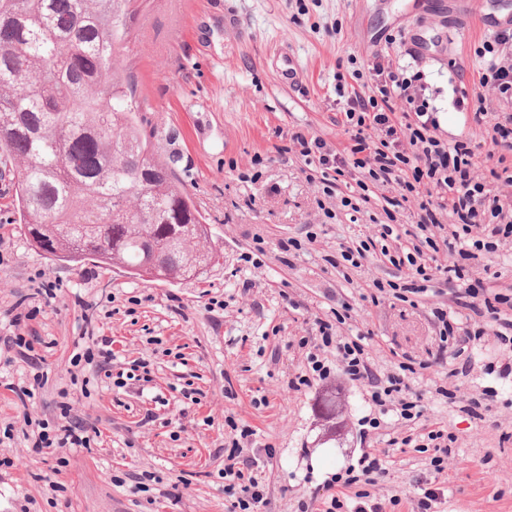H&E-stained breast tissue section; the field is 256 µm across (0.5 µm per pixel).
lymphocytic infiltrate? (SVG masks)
<instances>
[{"label":"lymphocytic infiltrate","mask_w":512,"mask_h":512,"mask_svg":"<svg viewBox=\"0 0 512 512\" xmlns=\"http://www.w3.org/2000/svg\"><path fill=\"white\" fill-rule=\"evenodd\" d=\"M512 47V28H501L493 39L484 41L476 54L480 59L479 84L491 89L499 100L512 102V65L502 63L505 49ZM369 95L354 94L346 99L344 117L351 130L346 152H338L325 140L300 132L290 140L305 165L320 170L327 193L338 192L343 179L359 172L356 193L342 197L343 206L360 211L371 200L372 186H397L401 200L418 201L416 227L421 234L431 233L444 222L455 224L463 235L472 236L471 247L458 250L459 263L433 268L430 257L420 247H381L383 258L406 275L399 281H374L378 293H392L399 300L423 293L424 283L441 279L451 284L465 277V261L476 252H495L500 242L512 240V113H502L493 124H486L484 106H476L473 121L487 129L484 144L458 141L448 145L436 138L432 120L414 78L392 66L373 62ZM405 98L409 109L394 111V98ZM489 161L491 182L478 179L480 161ZM458 307L473 311L512 333V296L486 288L482 280L467 285L456 297ZM322 346H335L344 375L367 383L376 406L395 404L401 418H417L416 402L406 400L409 386L404 375L377 379L371 370L360 339L338 335L327 320H318ZM91 436L88 427L62 404L55 423H38L32 449L42 453L49 448H86ZM224 492L234 497L240 512H258L266 502L265 485L257 463L251 457L232 454L224 467Z\"/></svg>","instance_id":"f902f5d3"}]
</instances>
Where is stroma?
<instances>
[{
	"mask_svg": "<svg viewBox=\"0 0 512 512\" xmlns=\"http://www.w3.org/2000/svg\"><path fill=\"white\" fill-rule=\"evenodd\" d=\"M134 9L123 62L143 124L159 155H180L178 175L221 258L178 283L53 261L20 223L16 168L0 156V336H25L41 360L34 370L0 350V431L12 430L0 453L15 460L0 471V512H231L222 472L240 426L252 431L243 453L258 458L267 485L260 512H300L338 491L367 453L386 462L370 489L385 512H413L428 487L444 491L430 512H512V344L491 334L441 342L431 311L453 295L439 280L411 304L372 300V281L394 279L396 268L335 260L387 221L415 232V204L387 218L382 199L398 190L386 186L360 212L348 210L287 149L296 132L346 147L336 76L348 92L369 94L360 73L377 57L422 72L430 112L453 117L452 129L436 130L443 142L483 141L475 99L491 114L500 104L477 83L474 50L512 16V0H136ZM465 11L482 27L460 29ZM472 274L512 291V241L479 256ZM345 305L338 333L362 336L379 375L398 373L407 357L424 362L409 378L420 418L374 406L368 385L341 372L335 349L316 351V319L334 320ZM91 334L111 338L113 370L149 361L152 383L118 388L94 376L72 385L70 357ZM313 353L330 376L293 389ZM37 372L41 387L20 402L16 389ZM330 384L343 403L336 441L323 440L317 419ZM187 387L196 400L183 397ZM63 400L98 436L90 448L61 449L67 464L55 491L41 476L57 457L31 452L26 421L55 419ZM149 410L157 421L141 425ZM434 429L453 438L440 473L430 465L435 449L421 446ZM141 474L154 479L150 493L134 487Z\"/></svg>",
	"mask_w": 512,
	"mask_h": 512,
	"instance_id": "1",
	"label": "stroma"
}]
</instances>
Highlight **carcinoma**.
<instances>
[{
    "mask_svg": "<svg viewBox=\"0 0 512 512\" xmlns=\"http://www.w3.org/2000/svg\"><path fill=\"white\" fill-rule=\"evenodd\" d=\"M130 0H0V152L31 242L64 263L199 278L209 225L121 97Z\"/></svg>",
    "mask_w": 512,
    "mask_h": 512,
    "instance_id": "cac0c4a2",
    "label": "carcinoma"
}]
</instances>
